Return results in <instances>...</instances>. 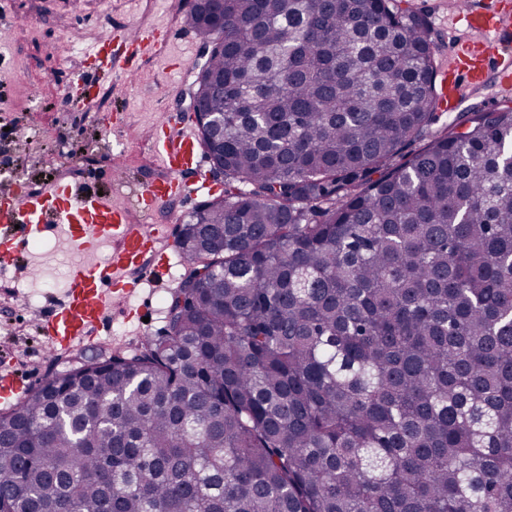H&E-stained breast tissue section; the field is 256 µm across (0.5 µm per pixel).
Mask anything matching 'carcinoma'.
<instances>
[{
  "label": "carcinoma",
  "instance_id": "carcinoma-1",
  "mask_svg": "<svg viewBox=\"0 0 512 512\" xmlns=\"http://www.w3.org/2000/svg\"><path fill=\"white\" fill-rule=\"evenodd\" d=\"M224 190L170 332L0 413V512H512V105L399 0H195ZM420 147L408 156L402 149Z\"/></svg>",
  "mask_w": 512,
  "mask_h": 512
}]
</instances>
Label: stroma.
<instances>
[{
	"mask_svg": "<svg viewBox=\"0 0 512 512\" xmlns=\"http://www.w3.org/2000/svg\"><path fill=\"white\" fill-rule=\"evenodd\" d=\"M193 0H0V15L16 17L13 28L0 27V152L12 163L0 167V193L20 185L32 190L47 180L84 183L111 194L128 208L132 221L163 224L169 242H176L181 225L196 209L197 200L174 202L145 214L132 206L130 190L162 176L151 150L156 128L170 119L181 93L193 80L192 71L170 67L181 52L196 59L199 44L190 38L183 16ZM405 6L428 15L437 63L447 66L452 33L441 24L451 14L449 0H404ZM128 25L180 32L178 43L143 49L136 58L134 83L121 72L94 73L100 87L91 103H75L71 92L92 73L89 56L106 30ZM120 156L127 173L125 186H114L111 158ZM25 257L41 267L39 276L25 277L17 266L0 270V280L12 295H0V371L17 375L37 371L49 377L62 370L60 362L42 357V332L33 315L46 308L50 297L63 296L73 255L56 235L32 240ZM186 266L174 255L171 277L165 283L142 282L135 293L117 298L99 328L113 348L133 346L167 329L171 295Z\"/></svg>",
	"mask_w": 512,
	"mask_h": 512,
	"instance_id": "1",
	"label": "stroma"
}]
</instances>
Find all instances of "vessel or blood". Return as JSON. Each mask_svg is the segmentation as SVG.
I'll list each match as a JSON object with an SVG mask.
<instances>
[{"label": "vessel or blood", "mask_w": 512, "mask_h": 512, "mask_svg": "<svg viewBox=\"0 0 512 512\" xmlns=\"http://www.w3.org/2000/svg\"><path fill=\"white\" fill-rule=\"evenodd\" d=\"M454 19L471 37L457 44L441 73L440 109L457 111L470 93L490 84L502 96L512 95V51L504 47L506 37L512 35V10L498 7L494 0H467L456 8ZM93 56L100 70H124L130 61L125 37L110 33L101 36ZM153 146L166 173L139 191L141 210L156 212L169 202L212 193L202 172L200 143L187 115L175 114L158 129ZM0 223L6 227L0 234L2 262H9L19 243L44 231L64 238L81 254L69 270L63 300L51 302L42 315L56 347H69L92 336L103 315L106 288L129 295L138 286L137 281L128 280L129 271L158 273L170 260L163 225L131 223L127 210L113 206L111 196L90 192L84 184L55 182L39 195L16 189L0 197ZM104 241L112 242L113 249L101 257L97 250ZM27 391V381L0 376V406L15 405Z\"/></svg>", "instance_id": "obj_1"}]
</instances>
